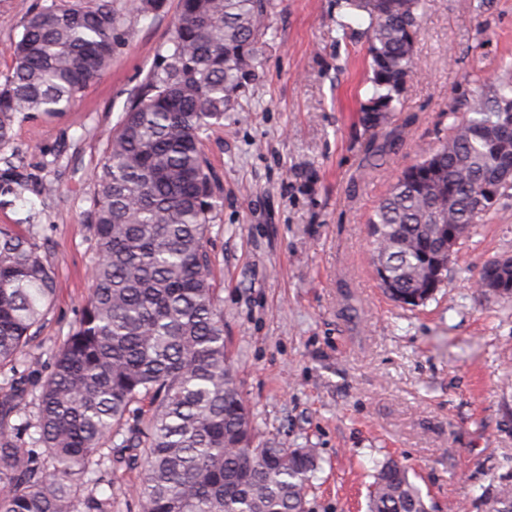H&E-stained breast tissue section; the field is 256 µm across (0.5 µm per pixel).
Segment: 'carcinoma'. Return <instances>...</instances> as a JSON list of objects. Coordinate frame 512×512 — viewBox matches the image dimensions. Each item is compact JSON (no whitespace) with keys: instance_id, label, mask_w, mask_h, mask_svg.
<instances>
[{"instance_id":"obj_1","label":"carcinoma","mask_w":512,"mask_h":512,"mask_svg":"<svg viewBox=\"0 0 512 512\" xmlns=\"http://www.w3.org/2000/svg\"><path fill=\"white\" fill-rule=\"evenodd\" d=\"M365 21L371 94L365 128L385 131L382 154L401 139L391 127L418 75L416 44L425 0H345ZM166 0H101L73 8L52 0L22 18L0 75V148L37 113L71 111L112 66L125 12L156 15ZM270 0H178L156 58L109 133L93 177L88 230L96 244L92 289L37 381L36 412L22 417L27 349L56 297L44 245L0 224V512H111V498L80 495L100 483L105 445L139 466V512H306L318 468L314 448L256 442L251 411L224 341V312L212 288L208 230L218 197L202 146L256 79ZM512 82L484 83L452 118L438 144L421 150L371 214V271L393 302L413 310L448 280V225L470 238L496 207L472 206L478 186L502 181L497 156L512 157L500 104ZM20 418L19 423L12 419ZM30 434L33 448L20 445ZM512 506V483L493 492L490 512ZM368 512H429L407 468H375Z\"/></svg>"}]
</instances>
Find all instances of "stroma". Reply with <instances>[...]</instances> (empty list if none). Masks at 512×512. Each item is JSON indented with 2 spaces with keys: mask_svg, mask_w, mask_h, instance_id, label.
<instances>
[{
  "mask_svg": "<svg viewBox=\"0 0 512 512\" xmlns=\"http://www.w3.org/2000/svg\"><path fill=\"white\" fill-rule=\"evenodd\" d=\"M0 0V72L24 10ZM177 12L130 14L111 68L73 112L21 123L0 173V224L44 244L58 290L28 351L46 375L89 294L96 245L85 223L107 131L151 67ZM348 30H341V23ZM363 19L342 0H271L257 78L205 143L220 208L209 230L224 339L258 438L316 449L308 512H366L377 461L405 465L431 512H489L512 480V297L485 298L481 266L512 255V189L461 246L448 283L424 306L390 302L369 267L367 221L394 178L448 129L451 109L512 65V0H428L419 74L382 141L359 109L370 92ZM58 185L40 195L41 182ZM112 512H138L140 471L113 464Z\"/></svg>",
  "mask_w": 512,
  "mask_h": 512,
  "instance_id": "1",
  "label": "stroma"
}]
</instances>
